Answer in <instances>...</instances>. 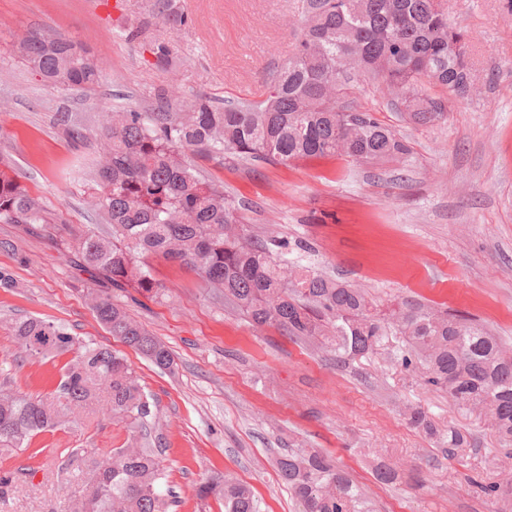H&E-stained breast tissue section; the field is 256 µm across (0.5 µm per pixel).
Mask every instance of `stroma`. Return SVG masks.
Here are the masks:
<instances>
[{
    "label": "stroma",
    "mask_w": 512,
    "mask_h": 512,
    "mask_svg": "<svg viewBox=\"0 0 512 512\" xmlns=\"http://www.w3.org/2000/svg\"><path fill=\"white\" fill-rule=\"evenodd\" d=\"M106 2L0 0V155L76 227L101 222L87 198L106 113L151 111L162 88L185 99H263L292 52L300 0H183L191 23L178 31L154 18V0ZM443 4L449 22L472 37V96L427 124L376 79L358 78L344 97L408 142L404 159L285 167L229 156L203 167L254 233L308 244L303 259L318 272L380 304L410 299L470 315L512 347V0ZM128 18L149 19L145 39L125 37ZM31 30H55L87 48L102 66L99 85L44 83L15 53ZM152 40L173 48L172 70L154 67ZM61 112L84 129V144L57 125ZM151 266L165 294L124 303L177 362L169 373L128 355L156 405L165 512H223L221 500L200 498L197 488L227 473L251 487L260 512H301L276 468L291 448L329 454L364 486L373 512H512V500L481 490L512 470L494 431L406 368L394 354L399 338L340 365L318 344L251 324L195 274L160 258ZM0 268L17 281L0 288V388L49 394L66 362L24 357L8 331L13 318L39 317L113 345L92 309L99 283L65 249L0 224ZM416 407L436 438L409 424ZM76 419L77 428L38 435L29 448L0 450V478L21 465L33 471L9 487L0 512H69L94 462L129 437L123 423L90 409ZM452 427L469 445L451 456L438 441ZM384 464L398 469L393 483L375 478Z\"/></svg>",
    "instance_id": "obj_1"
}]
</instances>
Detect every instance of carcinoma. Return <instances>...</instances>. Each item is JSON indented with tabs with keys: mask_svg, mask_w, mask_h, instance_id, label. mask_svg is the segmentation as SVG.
Listing matches in <instances>:
<instances>
[{
	"mask_svg": "<svg viewBox=\"0 0 512 512\" xmlns=\"http://www.w3.org/2000/svg\"><path fill=\"white\" fill-rule=\"evenodd\" d=\"M154 12L176 30L188 24L181 0H155ZM301 15L293 56L262 101L221 105L200 95L175 111L161 90L150 112L110 113L90 193L108 235L58 225L2 157L0 223L64 247L72 263L111 285L95 302L98 322L161 370L174 371L172 352L117 303L130 291L147 299L164 293L152 258L193 270L260 327L291 339L320 338L338 363L376 352L390 335L404 337L402 363L458 410L486 417L501 446L511 447L512 353L497 337L468 316L417 302L380 309L364 289L288 261V244L250 232L224 184L195 163L230 154L285 166L335 156L379 165L407 154V144L371 113L337 104L336 89L347 90L361 74L393 87L404 110L420 104L411 111L419 122L467 96L463 56L470 37L460 29L448 34L440 0H302ZM150 51L157 68L169 69L168 44L155 42ZM18 53L49 85L91 89L100 82L87 50L60 32L31 31ZM430 84L448 97L430 96ZM9 333L29 358H73L52 397L0 391V448H27L37 435L69 426L72 408L97 402L102 393L105 414L133 434L146 428L153 403L124 353L33 316L13 319ZM408 420L436 436L424 411L412 410ZM276 464L303 512H371L360 487L323 453L290 449ZM161 479L159 458L132 437L93 466L86 490L96 496V512H161ZM198 494L222 496L224 512H258L250 487L232 474L200 485Z\"/></svg>",
	"mask_w": 512,
	"mask_h": 512,
	"instance_id": "obj_1",
	"label": "carcinoma"
}]
</instances>
